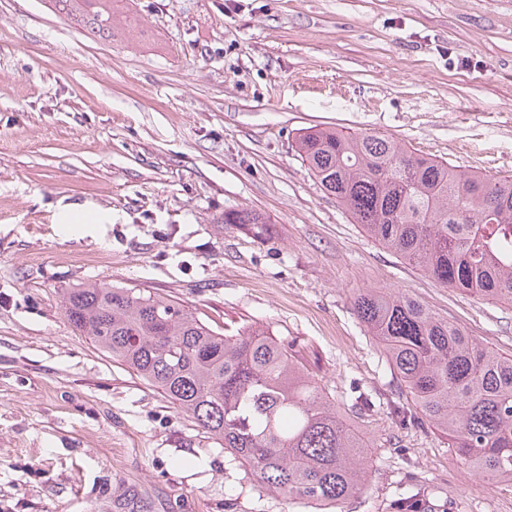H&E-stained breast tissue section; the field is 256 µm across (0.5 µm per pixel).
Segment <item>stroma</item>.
Listing matches in <instances>:
<instances>
[{
	"mask_svg": "<svg viewBox=\"0 0 512 512\" xmlns=\"http://www.w3.org/2000/svg\"><path fill=\"white\" fill-rule=\"evenodd\" d=\"M111 38L0 0V512H313L259 492L156 388L68 322L66 289L147 288L234 335L293 344L373 458L340 512H512L406 402L354 310L391 288L512 354V306L429 278L354 224L296 150L390 135L512 176V0H114ZM111 223L86 234L61 206ZM266 216L264 234L225 209ZM372 394L367 413L354 389ZM61 224L82 225L68 227L69 231L87 229V225L111 223L112 217L89 208H64L60 213Z\"/></svg>",
	"mask_w": 512,
	"mask_h": 512,
	"instance_id": "obj_1",
	"label": "stroma"
}]
</instances>
